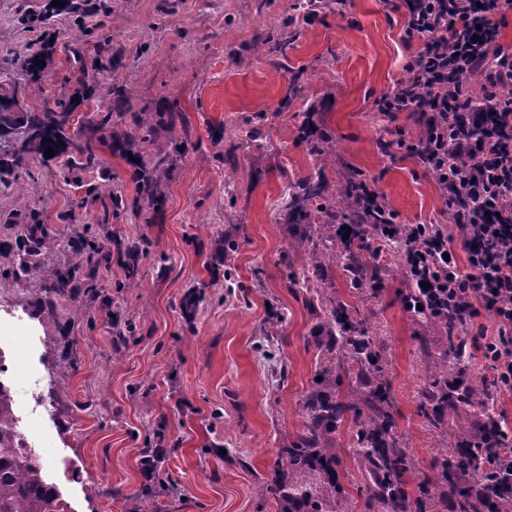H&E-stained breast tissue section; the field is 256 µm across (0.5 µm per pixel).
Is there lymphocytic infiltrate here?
Here are the masks:
<instances>
[{"label": "lymphocytic infiltrate", "mask_w": 512, "mask_h": 512, "mask_svg": "<svg viewBox=\"0 0 512 512\" xmlns=\"http://www.w3.org/2000/svg\"><path fill=\"white\" fill-rule=\"evenodd\" d=\"M403 0V40L419 49L404 65L408 74L376 101L378 112L419 116L424 130L395 144L432 172L448 199L456 234L440 224H404L377 191L363 186L352 199L364 220L385 218L409 244L408 297L470 324L493 312L497 329L480 344L489 353L493 383L512 392V45L500 28L512 0ZM482 78L473 88V78ZM460 241L467 267L453 259Z\"/></svg>", "instance_id": "1"}]
</instances>
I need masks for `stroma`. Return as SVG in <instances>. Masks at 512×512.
<instances>
[{
  "label": "stroma",
  "instance_id": "35a3bbf8",
  "mask_svg": "<svg viewBox=\"0 0 512 512\" xmlns=\"http://www.w3.org/2000/svg\"><path fill=\"white\" fill-rule=\"evenodd\" d=\"M47 2L0 0V88L22 86L31 109H71L96 162L33 152L0 178V380L65 512H129L156 447L161 512H277L259 488L304 429L320 362L307 299L318 294L367 313L391 364L397 433L433 473L444 440L420 414V379L449 343L405 309L398 247L368 239L361 273L376 283L362 295L331 260L304 278L313 244L295 240L353 182L404 223L451 221L435 176L384 147L399 128L417 137L415 116L373 110L406 77L401 13L390 0L306 11L296 0H91L27 26ZM47 41L54 52L30 81L24 53ZM105 108L133 139L101 135ZM316 176L322 197L298 198ZM147 181L157 206L139 202ZM43 237L61 243L46 266L31 253ZM94 242L116 260L138 245L136 285L117 263L54 293L58 275L96 262ZM274 329L270 359L258 344ZM348 443L340 428L352 512H385Z\"/></svg>",
  "mask_w": 512,
  "mask_h": 512
}]
</instances>
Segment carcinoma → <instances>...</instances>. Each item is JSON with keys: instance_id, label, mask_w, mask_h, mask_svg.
<instances>
[{"instance_id": "carcinoma-1", "label": "carcinoma", "mask_w": 512, "mask_h": 512, "mask_svg": "<svg viewBox=\"0 0 512 512\" xmlns=\"http://www.w3.org/2000/svg\"><path fill=\"white\" fill-rule=\"evenodd\" d=\"M51 51V47L43 46L26 55L25 71L30 78L39 77L45 69V65L36 64V59L49 60ZM18 112L21 116L17 118ZM70 117L71 113L58 111L48 102L39 110L29 109L17 87L0 93V133L7 128L24 134L11 160L0 165V175L21 167L32 152L42 155L49 148L56 156L67 152L73 140ZM55 247L52 238L38 244L40 264L53 261ZM358 248L360 244L350 240L344 245V253L332 256V260L343 265L353 287L362 291L373 284L360 276L355 254ZM444 330L453 355L445 353L436 358L423 374L422 413L429 426L438 431L448 424L451 413L470 423L458 422L448 436L437 474H418L411 450L395 431L383 343L372 335L358 310L333 304L324 311L316 329L315 342L326 352L327 360L319 366L320 386L302 400L304 432L278 453V464L288 475L309 476L312 481L298 483L280 478L263 486L262 495L274 500L279 512H336L338 503L348 501V491L336 469L333 439L347 419L352 422L351 452L364 464L372 498L387 506L388 512H434L448 497L456 470L467 461L485 469L486 478L497 479L483 456V449L495 444L499 432L488 385L481 378L469 380L462 375L464 337L449 326ZM344 376L366 390L352 389L341 402L336 398V386ZM17 423L11 390L0 383V512H57L58 494L48 482L40 456L20 438ZM411 481L418 489L414 499L407 490ZM456 495L458 512L512 509L511 484L494 501L469 487L457 489Z\"/></svg>"}]
</instances>
